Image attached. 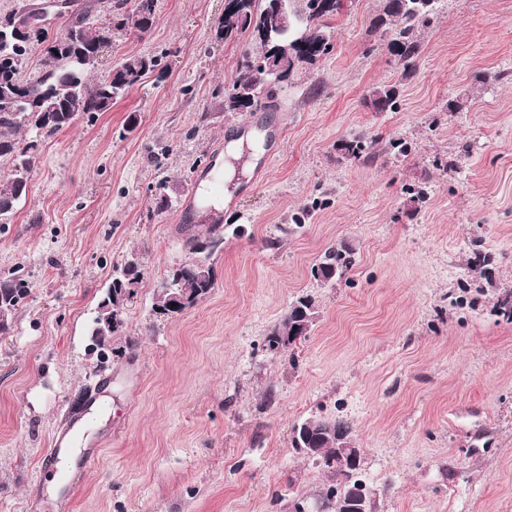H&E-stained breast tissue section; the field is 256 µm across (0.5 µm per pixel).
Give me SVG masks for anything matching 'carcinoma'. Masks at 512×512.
Returning <instances> with one entry per match:
<instances>
[{
	"label": "carcinoma",
	"instance_id": "obj_1",
	"mask_svg": "<svg viewBox=\"0 0 512 512\" xmlns=\"http://www.w3.org/2000/svg\"><path fill=\"white\" fill-rule=\"evenodd\" d=\"M242 9L224 13L216 34L219 42L249 34L254 52L247 48L237 62L236 76L224 89L217 91L222 97L221 108L226 112H255L275 106L276 91L293 82L314 67L333 50V36L329 20L339 15L344 0H330L322 12L310 11L302 0H290L284 5L280 0H241ZM382 13L374 26L382 30L387 39V49L402 64L401 78L409 80L417 72L416 61L420 53V35L434 21L436 0H382ZM157 0H103L100 22L91 21V13L73 17L67 28L58 36L62 41L58 55L51 59L40 56L37 72L25 78L31 48L48 40V35L37 34L19 40L14 37L9 20L27 7L21 3L10 13L0 17V160L10 162L7 176L0 179V224L11 218L18 205L26 199L31 174L35 167L39 140L27 137L53 134L70 126L74 112L93 119L100 112H108L112 105L139 83L145 75L155 70L158 60L134 56L111 68L108 74L94 80L88 74L93 64L109 47L116 33L144 34L156 22ZM299 18L293 27L280 30L278 16L283 9ZM280 32V44L292 48L274 54L263 32ZM397 88L380 85L372 89V104L379 112L397 107ZM371 145L360 138L344 140L339 149L357 159ZM224 244L222 230L213 227L208 240L195 238L188 241L191 253L198 247H207L213 255ZM348 251L330 248L320 262L312 268V275L328 282L349 269L352 259ZM143 276V265L138 253L132 252L121 267L112 270V280L105 288L92 321L90 350L97 354L100 363L119 358L126 352V345H112L109 338L125 333L124 310L137 290ZM166 280L175 282L180 303L172 305V293L160 288L154 296L153 311L161 316H174L195 307L215 288L212 263L199 267L192 260L170 270ZM29 292L27 283L13 275L0 277V310L13 317L20 303ZM319 316V305L311 295L296 298L288 307L283 319L265 338V350L280 358L306 337ZM352 433L348 419L311 417L292 427L291 447L311 446L318 453L311 459L322 468L331 480L326 491L316 497L323 512H334L336 498L350 483H365L362 468L352 472L339 471L332 464L337 449Z\"/></svg>",
	"mask_w": 512,
	"mask_h": 512
}]
</instances>
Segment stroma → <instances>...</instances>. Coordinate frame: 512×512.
Masks as SVG:
<instances>
[{"label": "stroma", "instance_id": "stroma-1", "mask_svg": "<svg viewBox=\"0 0 512 512\" xmlns=\"http://www.w3.org/2000/svg\"><path fill=\"white\" fill-rule=\"evenodd\" d=\"M379 7L348 0L333 52L270 112L218 105L251 45L215 44L224 0H157L149 32L113 37L90 65L98 79L161 59L110 111L41 139L0 226V272L30 288L0 334V512H288L329 484L292 427L336 415L377 512H512V321L495 310L512 293V0H441L407 81L372 26ZM383 84L399 87L395 111L370 104ZM358 135L374 148L344 158ZM240 138L258 166L281 142L266 181L239 176L221 214L184 217L214 152ZM163 179L175 203L160 212ZM217 220L211 294L157 317L155 292ZM344 245L349 270L315 280ZM133 249L144 279L115 342L135 345L101 366L89 329ZM306 294L315 326L293 360L271 358L267 333ZM67 428L69 485L40 472Z\"/></svg>", "mask_w": 512, "mask_h": 512}]
</instances>
